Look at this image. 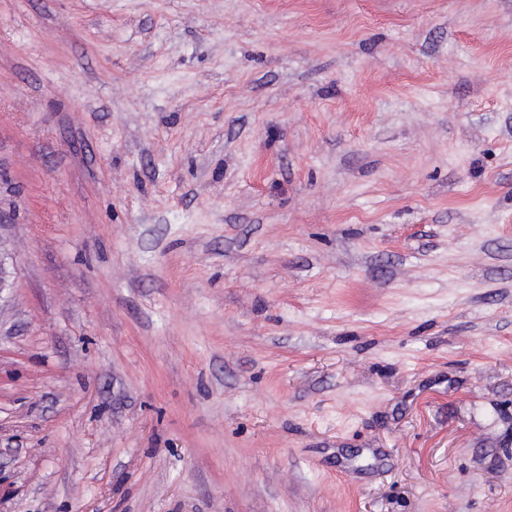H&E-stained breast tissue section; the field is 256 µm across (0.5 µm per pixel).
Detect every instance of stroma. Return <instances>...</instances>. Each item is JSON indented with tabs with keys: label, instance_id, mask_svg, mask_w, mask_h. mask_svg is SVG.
<instances>
[{
	"label": "stroma",
	"instance_id": "35a3bbf8",
	"mask_svg": "<svg viewBox=\"0 0 512 512\" xmlns=\"http://www.w3.org/2000/svg\"><path fill=\"white\" fill-rule=\"evenodd\" d=\"M0 512H512V0H0Z\"/></svg>",
	"mask_w": 512,
	"mask_h": 512
}]
</instances>
